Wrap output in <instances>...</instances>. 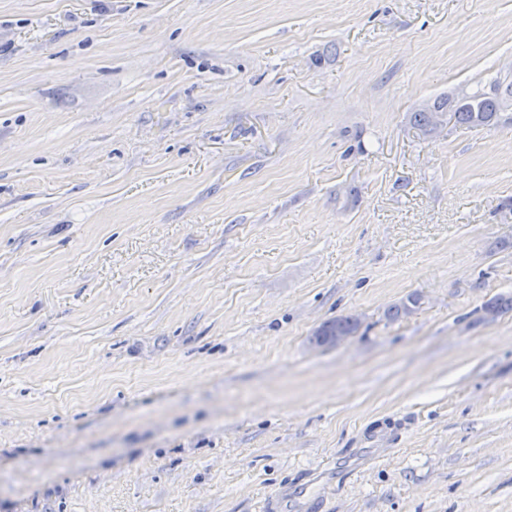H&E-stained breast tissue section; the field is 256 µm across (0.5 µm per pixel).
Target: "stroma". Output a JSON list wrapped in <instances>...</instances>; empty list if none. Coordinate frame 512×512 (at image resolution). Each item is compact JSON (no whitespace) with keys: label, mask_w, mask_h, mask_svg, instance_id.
Returning <instances> with one entry per match:
<instances>
[{"label":"stroma","mask_w":512,"mask_h":512,"mask_svg":"<svg viewBox=\"0 0 512 512\" xmlns=\"http://www.w3.org/2000/svg\"><path fill=\"white\" fill-rule=\"evenodd\" d=\"M497 79L512 0H0V512H512V107L411 121ZM502 95L500 85L486 92L483 89L474 91H461L454 96L434 100L433 103L413 112V123L424 133H430L448 119L455 124L470 128L491 126L500 114V111L511 104L512 84ZM359 319L353 315L340 316L336 319L324 323L314 333V342L317 345L323 343L319 341V337L336 336L337 343L342 341L344 336H351L359 328ZM305 492V484L300 482L296 483L290 490H288V485L280 487L275 493L265 498L262 507L265 512H286L279 510H288V500L291 497L304 496Z\"/></svg>","instance_id":"1"}]
</instances>
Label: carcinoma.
Returning a JSON list of instances; mask_svg holds the SVG:
<instances>
[{
	"label": "carcinoma",
	"instance_id": "cac0c4a2",
	"mask_svg": "<svg viewBox=\"0 0 512 512\" xmlns=\"http://www.w3.org/2000/svg\"><path fill=\"white\" fill-rule=\"evenodd\" d=\"M512 103V87L504 94L499 88L461 91L454 96L433 101L413 113V123L424 133L437 129L447 119L470 128L494 124L500 111ZM359 328V319L353 315L340 316L324 323L314 333V342L326 336H350Z\"/></svg>",
	"mask_w": 512,
	"mask_h": 512
}]
</instances>
